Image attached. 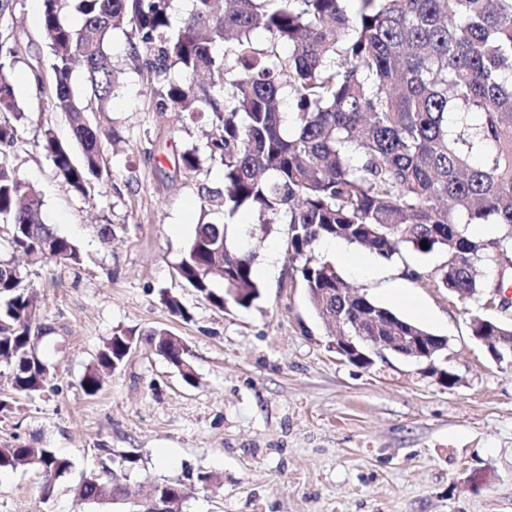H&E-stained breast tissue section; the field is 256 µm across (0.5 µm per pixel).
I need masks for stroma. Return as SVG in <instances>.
Wrapping results in <instances>:
<instances>
[{"label":"stroma","mask_w":512,"mask_h":512,"mask_svg":"<svg viewBox=\"0 0 512 512\" xmlns=\"http://www.w3.org/2000/svg\"><path fill=\"white\" fill-rule=\"evenodd\" d=\"M1 37L15 49L10 74L25 119L0 158L38 187L44 221L74 240L83 262L20 267L45 306L50 331L39 350L54 377L40 397L0 413V442L36 438L76 467L48 501L34 473H5L0 512H80L73 486L117 454L134 459L131 490L153 480L183 483L185 512H512V367L496 365L471 338L472 304L435 286L446 254L417 258L415 280L403 277L401 257L369 276L343 263L337 269L349 285L447 338L446 365L460 378L453 388L421 374L412 359L391 355L368 368L344 361L288 261L284 224L251 241L261 300L219 311L175 270L204 190L223 185L217 173L174 167L176 154L200 141L199 122L152 112L153 85L129 70L126 37L115 34L122 87L100 122L119 141H103L109 175L90 197H77L37 146L45 122L61 141L71 132L36 89V79L50 77V50L33 0H10L0 12ZM395 286L421 312L394 299ZM163 288L180 297L189 320L161 304ZM126 328L181 336L195 385L143 345L86 395V367ZM200 471L218 473L219 488L201 490ZM477 472L486 476L479 487L469 482Z\"/></svg>","instance_id":"1"}]
</instances>
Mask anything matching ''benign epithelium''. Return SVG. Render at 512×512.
<instances>
[{"label": "benign epithelium", "mask_w": 512, "mask_h": 512, "mask_svg": "<svg viewBox=\"0 0 512 512\" xmlns=\"http://www.w3.org/2000/svg\"><path fill=\"white\" fill-rule=\"evenodd\" d=\"M343 303L344 307H350L348 299H343ZM380 321L377 309L359 302L358 307L352 308V312H344L336 317V336L331 342V348L344 360L361 367L372 366L375 359H383L388 353L413 358L424 364V373L439 382L446 380V369L440 366L437 358L438 351L448 346V339L408 336L404 332L398 336H380ZM475 341L486 349L492 361L512 366V352L505 357L503 350L499 349V345L506 343V337L499 335V330H494L492 336L483 330L475 337Z\"/></svg>", "instance_id": "1"}]
</instances>
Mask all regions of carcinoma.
<instances>
[{
    "label": "carcinoma",
    "instance_id": "1",
    "mask_svg": "<svg viewBox=\"0 0 512 512\" xmlns=\"http://www.w3.org/2000/svg\"><path fill=\"white\" fill-rule=\"evenodd\" d=\"M177 0H41L42 30L51 50L52 111L68 122L72 143L51 125L40 148L57 178L78 197L102 175L103 139L94 123L119 90L112 34L123 31L133 69L156 83L152 110L203 122L202 139L177 155L175 168L219 171L224 190L205 191L194 236L176 272L220 311L248 310L263 295L256 254L228 239L241 210L259 230L288 225L289 260L318 317L336 335L319 301L346 284L313 246L339 240L392 261L405 251L448 254L435 285L461 302L489 307L486 289L512 274V0H190L175 19ZM79 23L72 25L67 15ZM263 29L267 42L254 41ZM13 49L0 42V146L12 145L24 118L9 74ZM82 66L81 88L74 84ZM39 191L0 162V225L13 252L34 264L81 262L78 246L43 222ZM472 224H499L504 234L476 239ZM426 248H421V244ZM496 271V277L486 269ZM160 302L189 318L180 299L163 289ZM47 331L42 306L21 272L0 261V413L16 397L41 395L52 377L37 343ZM170 331L138 336L118 330L103 341L80 380L93 396L101 374L121 370L140 343L153 348L182 379L195 384L186 344ZM117 469L84 478L80 505L122 501L128 512H155L130 497ZM73 462L36 441L0 446V472L30 470L43 497ZM166 512H183L177 483H157Z\"/></svg>",
    "mask_w": 512,
    "mask_h": 512
}]
</instances>
